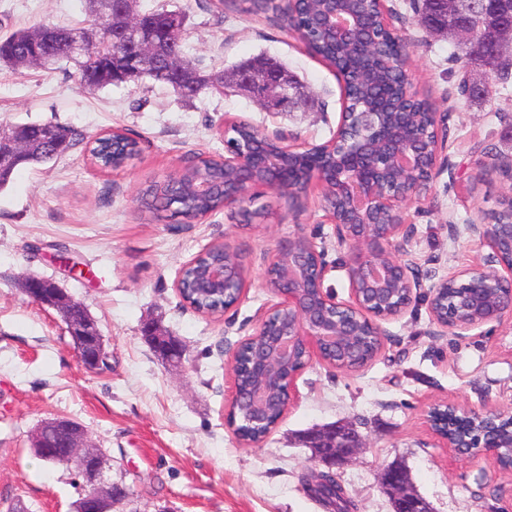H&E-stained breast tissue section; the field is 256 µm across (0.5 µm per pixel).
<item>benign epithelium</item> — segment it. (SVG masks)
Instances as JSON below:
<instances>
[{
	"label": "benign epithelium",
	"mask_w": 512,
	"mask_h": 512,
	"mask_svg": "<svg viewBox=\"0 0 512 512\" xmlns=\"http://www.w3.org/2000/svg\"><path fill=\"white\" fill-rule=\"evenodd\" d=\"M316 23V32L338 42L373 52L378 22L388 23L385 7L381 17L359 11L343 18V0H329ZM267 86L262 95L281 108L302 103L310 93L288 82H270L255 74L237 76L236 86ZM431 134L412 131L408 114L386 124L380 112H342L334 138L320 145L287 146L260 129L253 131L245 146L224 141V207L254 198L255 189L264 187L282 192L302 189L315 182L322 186L324 209L334 224L339 241L349 244L354 257L347 268L351 301L338 302L324 289L326 265L323 251L307 236L293 233L277 243L275 254L263 273V285L279 302L259 321L246 341L255 346L253 382L247 387L234 383V394L226 415L244 411L256 429L267 423L269 411L279 407L287 412L294 398L298 371L317 358L340 370L357 361L364 367L383 347L380 322L399 316L417 297L422 287L412 263L403 260L408 252L411 226L405 224L404 207L424 197V185L438 166L437 113H423ZM323 154L319 163L302 176L288 173L286 157ZM465 233L491 250L492 259L507 274L494 269L475 268L442 276L430 285L429 312L437 326L457 336L504 317L512 319V219L507 222L468 224ZM241 255L210 266L198 279L199 295L215 301L230 297L241 300L246 283ZM452 283L459 293L451 309L443 308V295ZM23 292L35 303L56 310L64 318L79 360L88 369H97L107 355L104 339L92 319L73 315L75 299L54 283L34 276L22 282ZM145 338L162 360L176 367L182 359L177 342L157 326L147 328ZM432 433L460 458L488 456L495 465L512 461V424L494 410L465 409L451 401L432 404L426 413ZM49 428L61 435L64 447L80 463L82 483L93 489V512H112L116 498L112 483L105 476V460L91 443L84 426L70 418L42 422L35 434L37 447H44L42 431ZM307 448L318 462L332 469L355 458L360 438L344 425L331 424L308 431ZM382 485L392 491L393 512H431L427 501L408 482L400 465L388 466Z\"/></svg>",
	"instance_id": "1"
}]
</instances>
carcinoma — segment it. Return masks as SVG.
<instances>
[{"instance_id":"carcinoma-1","label":"carcinoma","mask_w":512,"mask_h":512,"mask_svg":"<svg viewBox=\"0 0 512 512\" xmlns=\"http://www.w3.org/2000/svg\"><path fill=\"white\" fill-rule=\"evenodd\" d=\"M420 10L434 24L426 33L443 37L454 43L455 59L464 67L477 73L494 75L502 80L508 78L512 57L506 55L507 47L499 40V28L512 26V0H461L455 17V24H442L446 0H419ZM91 24L88 28H61L38 24L10 33L0 39V65L25 68L39 65L47 67L60 60L76 65L80 82L92 89L103 90L123 83H139L149 79L164 83L183 99H193L202 90L212 87L224 89V74H207L191 61L182 50V34L187 23L185 11L153 9L140 11L137 0H125L124 10L106 15L101 0H88ZM275 5L280 11L289 30L297 33L305 42L309 52L324 61L335 71L348 76L346 95L349 108H363L369 105L379 112H417L419 108L408 102L401 89L404 63L394 57L398 37L385 35L380 50L368 56L359 55L350 47L338 46L331 41L311 36L309 24L314 16L325 8L324 0H253L259 9ZM130 18H136L154 32L153 68L143 75H131L124 79L111 76L112 67L126 68L116 58L115 51L124 49L115 34ZM473 28L483 51L475 56L468 54L459 31ZM86 37V54L79 60L68 53L72 33ZM233 72H268L285 76L296 86H303L297 74L277 57L260 52L231 66ZM64 131L65 139L51 141L47 138L49 126ZM0 136L20 137L25 142L22 157L13 165L0 169V190L5 188L14 172L27 166L44 165L55 161L82 141L74 129L56 123H27L1 125ZM91 160L101 169L107 170L138 151V142L116 130L99 135L88 148ZM179 183L169 187V182L149 185L143 193L145 208L149 211L175 213L188 222L224 206V169L198 154L182 172L176 176ZM225 259L224 250L216 247L200 256L195 266L189 268L184 277L187 297L201 308H211L214 303L200 297L193 288L194 278L200 269ZM252 347L246 346L241 352L237 375L241 385L251 382Z\"/></svg>"}]
</instances>
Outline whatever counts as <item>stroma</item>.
<instances>
[{
  "label": "stroma",
  "instance_id": "obj_1",
  "mask_svg": "<svg viewBox=\"0 0 512 512\" xmlns=\"http://www.w3.org/2000/svg\"><path fill=\"white\" fill-rule=\"evenodd\" d=\"M140 4L185 10L183 53L199 68L220 71L266 51L288 62L315 105L275 115L230 92L207 89L187 102L152 81L92 91L65 61L50 69L0 67V125L54 122L88 135L121 127L141 149L123 168L104 172L77 145L57 162L18 170L0 190V512L18 502L28 512H74L80 487L73 469L44 462L32 446L39 425L56 417L81 422L107 456L112 482L130 486L114 512H330L304 485L317 464L301 435L338 423L363 443L356 459L334 471L353 512H392L380 476L394 463L432 512H506L512 471L482 455L455 457L430 431L426 411L452 401L512 415V320L457 336L418 303L383 322V347L360 370L312 361L295 379L296 401L261 446L240 444L226 426L231 352L277 302L262 276L278 240L300 232L323 246L324 285L341 301L350 298L352 250L338 243L315 184L297 190L293 202L274 190L244 202V209L267 210L249 224L227 209L183 224L167 211L149 213L141 191L175 177L194 153L223 154L231 119L246 118L286 145L329 141L342 84L275 14L253 12L249 0ZM384 6L411 44L405 69L416 91L446 116L439 132L445 164L425 200L405 208L410 258L428 284L490 265V248L462 230L486 223L498 198L512 193L499 175L475 180L487 151L512 158V82L465 101L457 91L464 71L448 60L452 45L416 25L414 0ZM86 20L85 0H0V36ZM220 243L241 252L248 288L231 311L208 317L185 305L174 283L186 261ZM27 275L54 282L87 307L105 340L106 368L85 369L59 313L23 293ZM152 322L181 341V367L162 362L143 340Z\"/></svg>",
  "mask_w": 512,
  "mask_h": 512
}]
</instances>
